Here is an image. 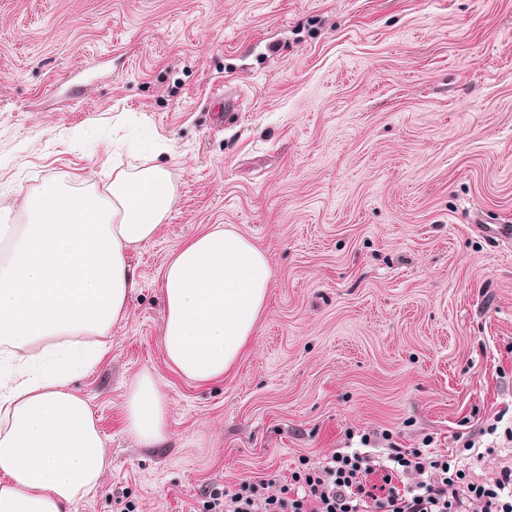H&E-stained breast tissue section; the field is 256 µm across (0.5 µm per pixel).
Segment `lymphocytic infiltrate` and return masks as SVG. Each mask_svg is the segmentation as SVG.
<instances>
[{"label":"lymphocytic infiltrate","mask_w":512,"mask_h":512,"mask_svg":"<svg viewBox=\"0 0 512 512\" xmlns=\"http://www.w3.org/2000/svg\"><path fill=\"white\" fill-rule=\"evenodd\" d=\"M512 445V421L495 413L468 432L456 434L449 452L401 447L390 430L347 432L358 448H339L323 461L298 459L288 483L275 474L248 476L233 487L208 489L205 512H512V465L489 478L472 476L462 463L465 452L483 445L487 435Z\"/></svg>","instance_id":"1"}]
</instances>
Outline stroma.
<instances>
[{
    "mask_svg": "<svg viewBox=\"0 0 512 512\" xmlns=\"http://www.w3.org/2000/svg\"><path fill=\"white\" fill-rule=\"evenodd\" d=\"M242 120L217 124L224 96ZM160 166L166 224L130 256L108 351L69 386L109 467L71 512H200L210 483L288 477L356 429L454 446L512 410V0H0V238L48 180ZM221 224L269 260L224 378L168 363L159 284ZM161 446L125 432L143 373Z\"/></svg>",
    "mask_w": 512,
    "mask_h": 512,
    "instance_id": "stroma-1",
    "label": "stroma"
}]
</instances>
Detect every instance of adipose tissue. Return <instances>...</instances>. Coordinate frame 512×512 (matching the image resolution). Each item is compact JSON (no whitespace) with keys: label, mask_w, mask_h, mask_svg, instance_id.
Masks as SVG:
<instances>
[{"label":"adipose tissue","mask_w":512,"mask_h":512,"mask_svg":"<svg viewBox=\"0 0 512 512\" xmlns=\"http://www.w3.org/2000/svg\"><path fill=\"white\" fill-rule=\"evenodd\" d=\"M176 200L167 171L120 176L105 192L45 182L28 196L0 260V512H67L107 466L88 403L70 380L99 363L103 336L136 288L129 256L152 240ZM266 254L220 226L171 255L160 285L164 351L183 376L227 374L246 349L268 293ZM165 402L150 375L131 386L125 429L139 444L165 439Z\"/></svg>","instance_id":"obj_1"}]
</instances>
